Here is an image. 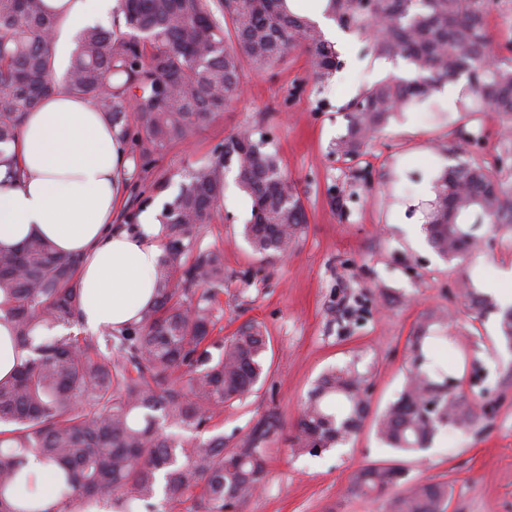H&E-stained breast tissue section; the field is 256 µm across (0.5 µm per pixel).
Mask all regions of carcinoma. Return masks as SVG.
<instances>
[{
	"instance_id": "carcinoma-1",
	"label": "carcinoma",
	"mask_w": 512,
	"mask_h": 512,
	"mask_svg": "<svg viewBox=\"0 0 512 512\" xmlns=\"http://www.w3.org/2000/svg\"><path fill=\"white\" fill-rule=\"evenodd\" d=\"M490 2L328 0L343 28L366 33L379 22L370 52L414 69L410 78L375 83L349 105L336 151L360 155L396 113L462 78L471 100L465 111L511 120L512 58L489 62ZM57 26L45 0H0V146L18 138L26 113L64 90L101 112L147 171L169 144L191 139L241 97L244 64L263 70L302 47L317 78L340 67L322 30L285 0H118L111 27L81 31L60 77ZM232 166L251 199L244 236L256 254L285 255L303 232L304 207L278 154L249 132L229 139L165 203L155 301L123 327L69 333L79 323L80 258L59 256L39 238L0 251V321L12 326L22 353L15 374L0 380V512H162L160 502L184 512H231L265 484L259 443L268 430L229 451L222 434L191 437L264 376L268 340L259 325L225 340L211 336L224 254L196 240L197 226L219 214ZM484 224H512V163L501 178L476 160L449 165L436 181L428 241L445 259L461 260L479 247ZM463 296L481 311L498 310L490 294L465 288ZM437 321L431 314L420 328L405 387L378 421L381 439L397 451L425 450L441 429L477 424L463 392L466 350L448 331L432 339L456 354L453 366L423 351ZM367 411L366 375L354 365L330 371L305 402L292 452L332 449L360 429ZM32 455L58 469L47 511L12 502ZM350 492L381 503V512H445L448 503L447 483L411 482L397 459L361 467Z\"/></svg>"
}]
</instances>
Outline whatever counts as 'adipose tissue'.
<instances>
[{
  "label": "adipose tissue",
  "instance_id": "obj_1",
  "mask_svg": "<svg viewBox=\"0 0 512 512\" xmlns=\"http://www.w3.org/2000/svg\"><path fill=\"white\" fill-rule=\"evenodd\" d=\"M49 2L61 7L58 20L73 37L78 21L113 7V0ZM13 152L26 177L7 181L0 166V250L32 236L48 239L59 255L82 260L79 309L86 327L137 320L155 299L160 226L150 213L139 235L112 223L129 161L111 124L84 100L58 92L27 113ZM55 493L53 467L29 460L18 502L47 508Z\"/></svg>",
  "mask_w": 512,
  "mask_h": 512
}]
</instances>
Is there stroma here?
<instances>
[{"label":"stroma","mask_w":512,"mask_h":512,"mask_svg":"<svg viewBox=\"0 0 512 512\" xmlns=\"http://www.w3.org/2000/svg\"><path fill=\"white\" fill-rule=\"evenodd\" d=\"M487 32L490 50L512 56V0H494ZM365 45L346 32L336 45L341 66L324 81L299 49L266 70L244 68L240 100L189 141L172 143L154 170L129 169L112 222L140 233V222L124 224L125 214L161 212L186 171L242 132L270 142L303 202L307 224L298 242L283 257L261 258L241 235L251 203L231 170L221 218L197 231L201 248L224 253L214 335L256 323L270 340L263 384L200 432L223 435L230 450L245 446L257 428L268 430L267 481L237 512H380L379 503L350 494V481L358 468L399 456L379 439L377 421L402 391L414 336L432 311L446 315L477 372L464 392L479 423L442 431L430 448L406 455L409 477L447 482L446 512H512V349L500 336L499 314L478 313L460 293L468 277L479 291L499 294L512 272V228L482 227L481 248L453 263L424 231L432 184L451 155L497 171L503 122L491 111L461 113L443 89L397 113L360 156L337 153L353 99L410 69ZM352 362L369 382L361 428L322 454L294 455L291 441L310 391L330 369Z\"/></svg>","instance_id":"stroma-1"}]
</instances>
